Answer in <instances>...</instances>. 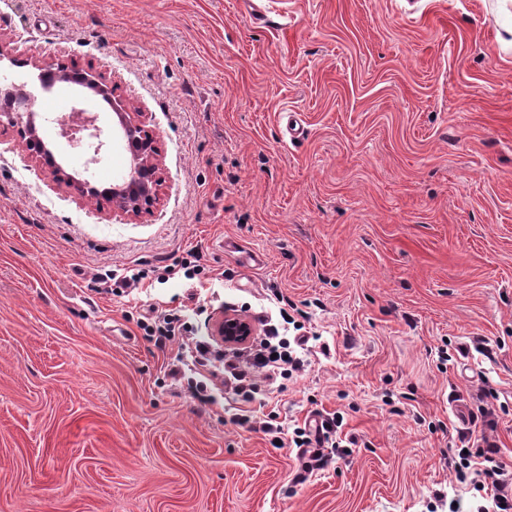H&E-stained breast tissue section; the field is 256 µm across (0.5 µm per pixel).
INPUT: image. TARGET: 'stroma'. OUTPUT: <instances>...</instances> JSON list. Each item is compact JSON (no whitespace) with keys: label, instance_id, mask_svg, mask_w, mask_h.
Wrapping results in <instances>:
<instances>
[{"label":"stroma","instance_id":"1","mask_svg":"<svg viewBox=\"0 0 512 512\" xmlns=\"http://www.w3.org/2000/svg\"><path fill=\"white\" fill-rule=\"evenodd\" d=\"M502 32L497 0H0V82L66 113L40 68L102 71L164 178L129 218L0 128V512H475L448 458L478 407L512 470ZM192 249L200 278L113 285ZM283 298L309 341L256 412L276 440L171 376L191 336L144 330L172 311L206 336L234 308L291 337ZM333 412L356 445L294 485V428Z\"/></svg>","mask_w":512,"mask_h":512}]
</instances>
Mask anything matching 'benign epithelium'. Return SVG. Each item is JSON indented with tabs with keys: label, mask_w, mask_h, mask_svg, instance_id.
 I'll return each mask as SVG.
<instances>
[{
	"label": "benign epithelium",
	"mask_w": 512,
	"mask_h": 512,
	"mask_svg": "<svg viewBox=\"0 0 512 512\" xmlns=\"http://www.w3.org/2000/svg\"><path fill=\"white\" fill-rule=\"evenodd\" d=\"M48 86L65 85L72 89L75 105L68 114L59 115L55 122L59 127V136L67 145L75 149L82 147L88 153L86 164L100 160L107 142L102 139L101 116L98 112H89L81 107L82 90H88L94 96H101L110 104L121 131V140L130 154L131 164L124 180L105 192L113 208L130 218H136L160 201L162 185L161 160L157 137L144 120V114L131 108L126 100L115 95L112 81L93 69L83 70L61 66L47 70ZM17 102L18 110L1 111L0 127L19 128L20 138L26 147L35 152V159L48 166L53 181L63 184L81 200L96 197V192L69 172L56 161L53 151L44 144L35 124V113L26 108L27 94L20 90L8 92ZM254 334L252 323L234 313L224 314L214 326V335L221 337L229 345L237 344Z\"/></svg>",
	"instance_id": "1"
}]
</instances>
